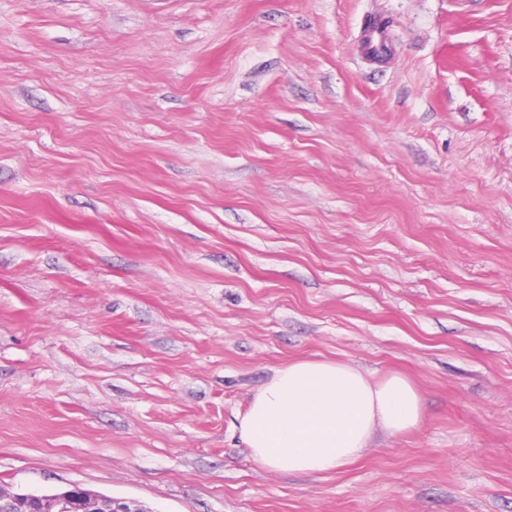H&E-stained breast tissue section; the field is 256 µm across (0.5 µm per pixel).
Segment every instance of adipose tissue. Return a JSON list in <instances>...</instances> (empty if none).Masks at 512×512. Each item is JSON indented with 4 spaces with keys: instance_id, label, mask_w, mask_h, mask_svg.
<instances>
[{
    "instance_id": "1",
    "label": "adipose tissue",
    "mask_w": 512,
    "mask_h": 512,
    "mask_svg": "<svg viewBox=\"0 0 512 512\" xmlns=\"http://www.w3.org/2000/svg\"><path fill=\"white\" fill-rule=\"evenodd\" d=\"M421 396L404 376L379 380L336 360L275 369L240 419L249 458L281 473L321 475L361 458L376 432L416 428Z\"/></svg>"
}]
</instances>
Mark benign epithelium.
<instances>
[{
	"label": "benign epithelium",
	"instance_id": "1",
	"mask_svg": "<svg viewBox=\"0 0 512 512\" xmlns=\"http://www.w3.org/2000/svg\"><path fill=\"white\" fill-rule=\"evenodd\" d=\"M73 501L77 502L79 512H136L134 503L130 501L98 497L76 484L71 485L57 502H38L33 496L0 488V512H63V508Z\"/></svg>",
	"mask_w": 512,
	"mask_h": 512
}]
</instances>
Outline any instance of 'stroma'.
I'll use <instances>...</instances> for the list:
<instances>
[{
    "instance_id": "stroma-1",
    "label": "stroma",
    "mask_w": 512,
    "mask_h": 512,
    "mask_svg": "<svg viewBox=\"0 0 512 512\" xmlns=\"http://www.w3.org/2000/svg\"><path fill=\"white\" fill-rule=\"evenodd\" d=\"M296 359L408 376L418 427L257 466ZM73 484L512 512V0H0V487Z\"/></svg>"
}]
</instances>
